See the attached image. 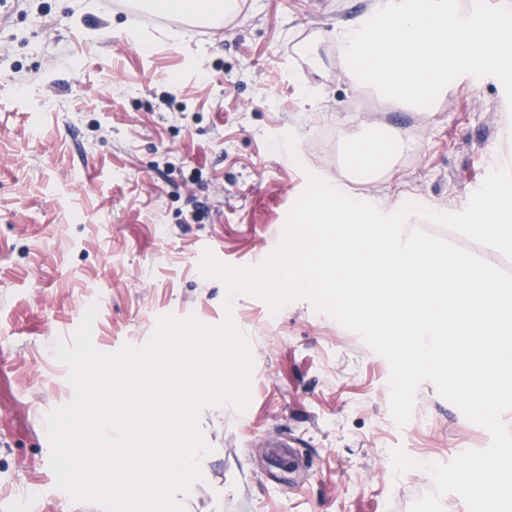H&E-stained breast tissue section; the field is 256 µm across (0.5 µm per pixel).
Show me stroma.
Wrapping results in <instances>:
<instances>
[{"label":"stroma","mask_w":512,"mask_h":512,"mask_svg":"<svg viewBox=\"0 0 512 512\" xmlns=\"http://www.w3.org/2000/svg\"><path fill=\"white\" fill-rule=\"evenodd\" d=\"M88 2L0 0V512L24 497L34 512H100L56 488L44 433L73 396L54 347L87 295L101 299L92 341L106 353L145 344L166 314L215 326L226 290L201 276L203 251L260 264L306 172L389 209L406 197L461 211L512 163L497 78L459 76L430 112L346 78L336 29L383 0H243L223 27L191 34L175 15ZM371 125L406 148L364 182L344 139ZM291 131L294 161L268 143ZM232 317L251 344V400L202 412L212 453L186 512H410L426 474L395 476L392 449L435 462L492 441L428 381L415 398L425 422L397 424L388 361L308 302L274 314L245 295ZM277 435L295 438L303 466L270 458Z\"/></svg>","instance_id":"35a3bbf8"}]
</instances>
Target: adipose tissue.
Wrapping results in <instances>:
<instances>
[{"label": "adipose tissue", "mask_w": 512, "mask_h": 512, "mask_svg": "<svg viewBox=\"0 0 512 512\" xmlns=\"http://www.w3.org/2000/svg\"><path fill=\"white\" fill-rule=\"evenodd\" d=\"M347 165L352 174L367 181L378 180L393 165L404 147L393 134L373 130L345 140Z\"/></svg>", "instance_id": "obj_1"}]
</instances>
